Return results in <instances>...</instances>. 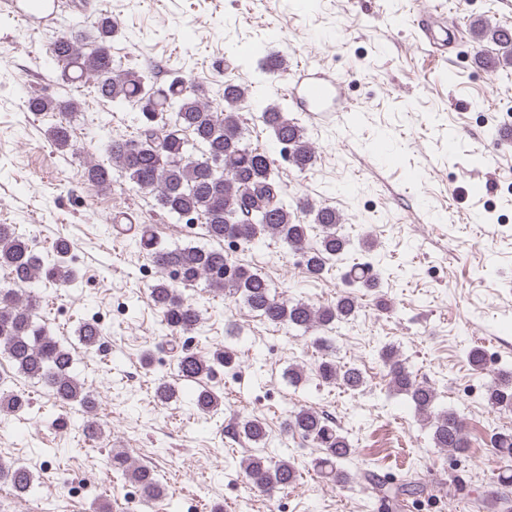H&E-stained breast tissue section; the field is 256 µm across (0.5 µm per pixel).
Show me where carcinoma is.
<instances>
[{"label":"carcinoma","mask_w":512,"mask_h":512,"mask_svg":"<svg viewBox=\"0 0 512 512\" xmlns=\"http://www.w3.org/2000/svg\"><path fill=\"white\" fill-rule=\"evenodd\" d=\"M92 38L83 31L58 34L48 45L49 52L61 67L62 77L71 83L93 82L99 99L131 106L139 112L138 128L131 138H113L105 149L110 166L93 163L87 166L86 180L99 188L112 185V171H117L136 191L155 196L158 208L188 222L203 224L212 247L166 245L150 225L140 227L137 246L159 271L161 278L149 288V297L162 323L173 334H189L201 324L199 309L183 295L182 289L202 283L210 291L228 297L241 296L246 306L273 324H285L305 331H328L336 324L355 317L360 305L357 296L340 294L336 301L314 305L286 298L272 290L268 279L238 263L224 251V243L249 245L273 238L292 251L304 255L305 266L313 277L329 271V261L348 252L351 241L338 232L341 218L330 206H315L305 200L288 201L287 185L274 169V161L257 147L243 142L239 111L247 89L234 79H224V106L214 108L205 101V90L191 79L176 77L166 84L155 81L153 71L126 66L112 56V41L119 30L111 16L101 13L91 24ZM500 27H490L481 20L471 25L477 43L489 42L500 48L483 59L491 64L512 65V42L500 37ZM28 111L35 115L53 112L56 122L47 130L48 138L59 150L74 148L73 116L80 104L73 98L56 99L36 95L27 101ZM261 121L269 128L288 163L304 170L313 163L315 151L306 140L303 128L288 119L281 108L270 105L261 112ZM221 158L220 167L208 160ZM307 210L313 224L296 223L295 211ZM320 229L319 242L306 246L312 226ZM71 244L58 238L52 250L42 255L31 246L26 234L13 224H0V270L7 272L13 287H0V355L9 358L18 373L29 380L44 383L62 407H79L88 415L83 432L97 434L99 426L89 417L98 402L92 391L84 387L72 373L78 349L102 348V328L86 321L78 329L79 346L64 344L39 323L37 296L21 295L16 287L41 282L57 288H68L79 280L70 260ZM354 288H376L377 278L369 263L355 264L345 274ZM380 359L389 376L388 391L410 401L418 415L429 423L433 447L463 451L467 439L458 414L438 407L437 393L415 379L399 358L398 351L388 345L381 349ZM466 360L475 373H484L486 358L483 348L469 349ZM231 361L230 352L217 348L209 357L183 352L178 355L182 379L201 384L193 399L194 409L205 416L221 410L224 401L205 381L219 367ZM322 385L339 384L357 391L365 380L359 368L341 366L332 359H322L314 369ZM175 384L161 380L155 396L162 404L177 399ZM486 398L491 407L512 410V371L503 370L487 385ZM32 402L23 390L5 386L0 381V414H24ZM283 431L298 433L320 449L321 456L312 461L314 469L338 485H359L366 496L379 503L383 512L424 490L422 473L410 469L397 482H383L380 476L366 470L352 473L342 467L354 448L340 429L323 418L313 407L294 409L283 423ZM240 432L253 444L250 454L241 460L250 484L272 497L295 484L298 470L286 459L266 455L269 440L266 423L256 417L240 422ZM493 448L504 466L498 474L503 490L497 498L512 499L505 489L512 487V430L491 436ZM112 471L136 484L146 501L164 495V488L154 471L133 462L128 455L112 453ZM34 471L27 465L0 461V484H8L23 494L32 490Z\"/></svg>","instance_id":"1"}]
</instances>
